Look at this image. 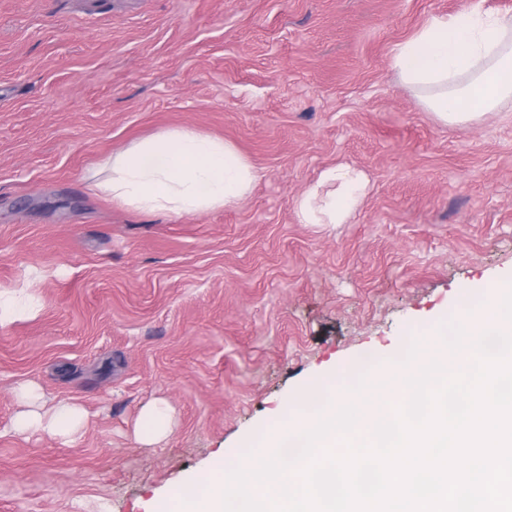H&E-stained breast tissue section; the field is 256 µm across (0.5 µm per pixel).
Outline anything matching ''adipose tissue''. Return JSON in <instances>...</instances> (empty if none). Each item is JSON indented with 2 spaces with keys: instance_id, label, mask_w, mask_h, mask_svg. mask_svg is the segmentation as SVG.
Wrapping results in <instances>:
<instances>
[{
  "instance_id": "obj_1",
  "label": "adipose tissue",
  "mask_w": 512,
  "mask_h": 512,
  "mask_svg": "<svg viewBox=\"0 0 512 512\" xmlns=\"http://www.w3.org/2000/svg\"><path fill=\"white\" fill-rule=\"evenodd\" d=\"M389 66L421 107L444 125L460 128L512 101V16L479 6L432 16L395 44ZM111 178L94 190L143 212L194 214L238 205L253 189L257 171L237 148L189 128L170 129L113 154ZM370 191L367 174L339 163L295 201L303 224H345ZM22 408L13 428L76 437L85 412L76 404H50L40 389L21 385Z\"/></svg>"
}]
</instances>
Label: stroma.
<instances>
[{"label": "stroma", "instance_id": "35a3bbf8", "mask_svg": "<svg viewBox=\"0 0 512 512\" xmlns=\"http://www.w3.org/2000/svg\"><path fill=\"white\" fill-rule=\"evenodd\" d=\"M512 0H0V512H150L278 409L512 274V102L462 129L389 67L428 18ZM233 143L237 206L145 213L92 191L158 132ZM339 163L371 191L346 224L296 198ZM76 403V440L16 435V388ZM167 400L172 431L137 440ZM28 288H14L0 291V326L12 322L15 318L31 310Z\"/></svg>", "mask_w": 512, "mask_h": 512}]
</instances>
